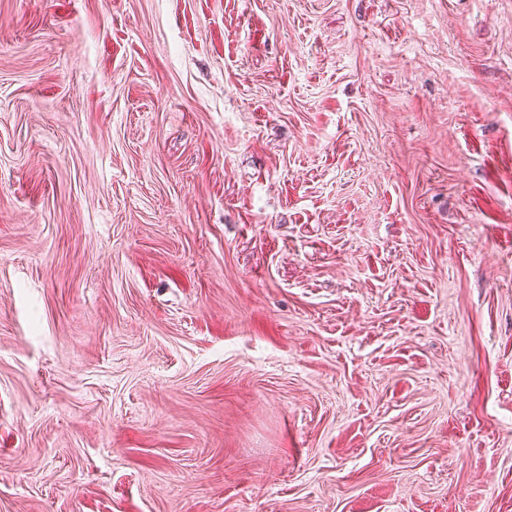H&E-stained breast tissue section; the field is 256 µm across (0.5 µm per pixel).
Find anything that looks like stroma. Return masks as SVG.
I'll return each instance as SVG.
<instances>
[{
	"label": "stroma",
	"instance_id": "1",
	"mask_svg": "<svg viewBox=\"0 0 512 512\" xmlns=\"http://www.w3.org/2000/svg\"><path fill=\"white\" fill-rule=\"evenodd\" d=\"M0 512H512V0H0Z\"/></svg>",
	"mask_w": 512,
	"mask_h": 512
}]
</instances>
